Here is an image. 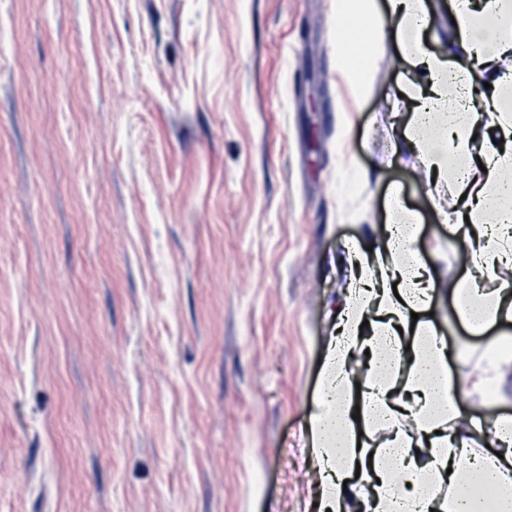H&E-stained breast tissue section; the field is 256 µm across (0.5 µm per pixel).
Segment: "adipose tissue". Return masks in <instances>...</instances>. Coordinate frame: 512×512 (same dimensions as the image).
I'll return each mask as SVG.
<instances>
[{"label":"adipose tissue","mask_w":512,"mask_h":512,"mask_svg":"<svg viewBox=\"0 0 512 512\" xmlns=\"http://www.w3.org/2000/svg\"><path fill=\"white\" fill-rule=\"evenodd\" d=\"M361 25L352 39H337L335 70L363 98L369 84L384 20H392L401 59L426 75L423 87L407 92L426 173L449 187L456 198L453 225L470 222L474 232L463 244L469 275L450 289L460 320L481 334L512 319V289L487 288L500 264L512 261V71L501 62L512 56V0H458L453 7L457 54L429 51L424 34L432 23L424 0H336V26L351 16ZM481 60L492 87L482 111L464 107V91L476 78L465 57ZM490 113L498 144L482 148L473 141L482 113ZM496 225H488L489 217ZM402 218L384 251L353 250L355 279L350 303L338 314L336 336L327 344L325 379L309 422L310 447L320 461L316 484L321 512H512V417L495 421L500 454H475L463 431H446L457 418V381L448 372V352L431 326L418 329L420 341L406 345L399 329L411 312L428 309L434 294L427 267L412 247ZM402 261L387 266L384 252ZM381 323L372 335L360 326L370 317ZM367 354L368 372L356 379L352 361ZM384 427L374 452L357 445L360 423ZM416 492H408V485ZM451 487L448 498L435 495Z\"/></svg>","instance_id":"ef3b65f1"}]
</instances>
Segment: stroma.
<instances>
[{
  "label": "stroma",
  "mask_w": 512,
  "mask_h": 512,
  "mask_svg": "<svg viewBox=\"0 0 512 512\" xmlns=\"http://www.w3.org/2000/svg\"><path fill=\"white\" fill-rule=\"evenodd\" d=\"M336 0H0V512H313L303 446L350 248L419 215L458 379L462 247L388 111L385 36L361 103ZM474 447L512 415L459 393Z\"/></svg>",
  "instance_id": "35a3bbf8"
}]
</instances>
